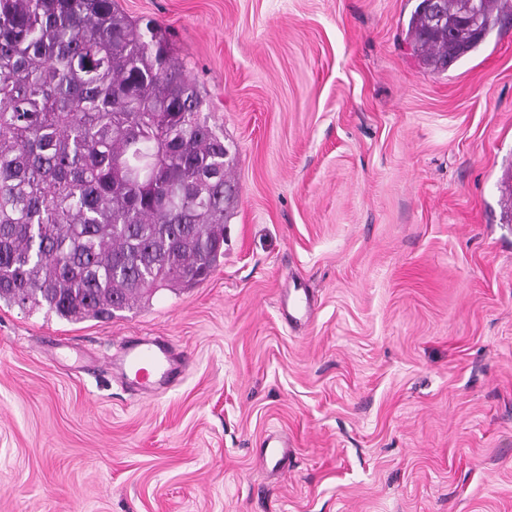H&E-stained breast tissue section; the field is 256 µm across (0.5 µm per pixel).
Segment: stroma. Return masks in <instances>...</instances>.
Here are the masks:
<instances>
[{"label":"stroma","mask_w":512,"mask_h":512,"mask_svg":"<svg viewBox=\"0 0 512 512\" xmlns=\"http://www.w3.org/2000/svg\"><path fill=\"white\" fill-rule=\"evenodd\" d=\"M417 2L119 0L169 28L238 197L195 287L0 304V512H512V29L429 73ZM138 336L187 367L149 398L106 363ZM262 455L273 464V468L288 467V445L273 436H267L262 442Z\"/></svg>","instance_id":"35a3bbf8"}]
</instances>
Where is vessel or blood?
Listing matches in <instances>:
<instances>
[{
    "instance_id": "b4317fda",
    "label": "vessel or blood",
    "mask_w": 512,
    "mask_h": 512,
    "mask_svg": "<svg viewBox=\"0 0 512 512\" xmlns=\"http://www.w3.org/2000/svg\"><path fill=\"white\" fill-rule=\"evenodd\" d=\"M110 366L119 376L133 373L141 392L148 395L185 370L171 343L150 338L136 339L112 359ZM262 455L274 468L283 469L288 465V446L276 437L269 436L263 440Z\"/></svg>"
}]
</instances>
